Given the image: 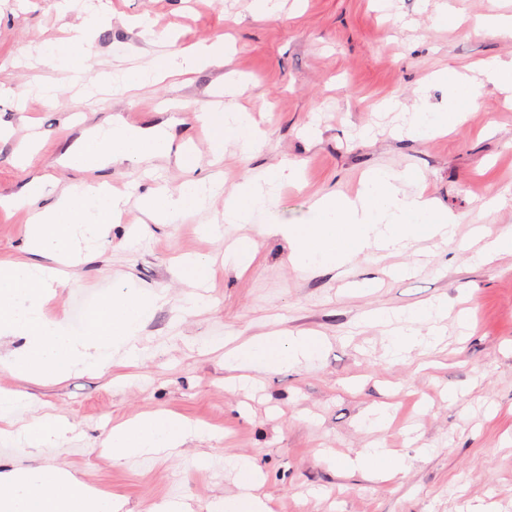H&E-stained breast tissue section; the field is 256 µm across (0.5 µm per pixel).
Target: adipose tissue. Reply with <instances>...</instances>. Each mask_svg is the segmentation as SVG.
<instances>
[{"instance_id": "1", "label": "adipose tissue", "mask_w": 512, "mask_h": 512, "mask_svg": "<svg viewBox=\"0 0 512 512\" xmlns=\"http://www.w3.org/2000/svg\"><path fill=\"white\" fill-rule=\"evenodd\" d=\"M98 24L97 15L84 16L71 36L51 43L45 54L50 64L65 66L70 82L86 91L115 79L109 72L92 71L88 64V34ZM225 56L223 41H212L188 52L155 57L148 67L126 70L117 79L124 91L133 92L168 78L198 73L207 65L223 62ZM482 74L480 83L449 78L446 107L417 106L410 135L423 138L446 131L462 115L477 111L484 83L512 91L511 64L489 59L482 65ZM196 118L208 132L213 156H222L231 141L247 151L263 144L245 108L227 105L219 109L205 104ZM170 154L176 156L185 179L174 189L153 183L140 199L155 223L173 224L199 210L223 184L215 175H199L193 157L174 149L169 136L108 121L88 130L62 156L60 164L86 171L115 162L139 164L149 157ZM124 206L123 196L112 193L108 183L81 181L62 188L48 175L28 181L20 195L0 198L1 208L29 211L25 259L0 261V335L25 337L26 344L19 353L0 356V369L23 380L62 378L75 370L106 366L118 359L133 362L140 357L139 336L148 315L164 304V293H142L114 283L111 294L89 312L78 332L45 309L55 288L67 284L69 267L104 245L111 226L120 223ZM323 348V338L312 333L270 331L225 352L224 367L271 371L314 361ZM24 400L23 391H0V441L19 440L35 449L55 447L67 432L66 422L49 413L25 416ZM196 432L186 420L160 411L114 426L107 444L115 459L152 460L181 447ZM224 466L233 472L238 491L211 504L208 512H270L257 492L255 465L235 458L225 460ZM121 508L112 496L80 487L71 473L52 468L16 472L9 484L0 488V512H120Z\"/></svg>"}]
</instances>
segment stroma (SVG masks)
<instances>
[{
    "mask_svg": "<svg viewBox=\"0 0 512 512\" xmlns=\"http://www.w3.org/2000/svg\"><path fill=\"white\" fill-rule=\"evenodd\" d=\"M493 2L279 0L268 17L255 0H81L88 9L108 7L93 36L94 70L143 67L219 37L230 59L132 93L98 94L92 109L80 104L65 70L43 59L50 42L80 24L78 13L58 16L55 0H0V124L14 129L0 141V197L52 174L64 185L104 181L130 198L106 244L56 289L49 312L69 317L77 299H97L119 278L167 296L143 327L136 364L28 381L0 371V389L25 391L30 413L50 412L73 426L58 448L0 443V480L57 468L122 501V512L170 500L207 512L236 490L225 459L242 457L258 468L272 512H512V253L476 257L478 228L512 226V103L488 83L478 110L448 134L420 140L407 132L419 101L439 107L448 100L436 73L475 78L484 60L512 63V36L475 25ZM442 9L452 25L436 23ZM138 19L157 41H146ZM230 70L248 83L238 102L265 144L253 152L226 144L218 165L225 187L285 163L301 172L254 225L227 228L220 239L203 233L224 221L220 195L183 222L153 223L137 198L155 176L180 184L185 174L172 159L85 173L60 166L87 127L107 120L162 128L175 145L208 153L195 110L219 101ZM47 79L57 87L50 103ZM26 125L39 143L28 168L15 153ZM375 168L422 172L427 194L459 218L454 241L370 253L337 270L297 269L284 237L257 233L260 224L306 223L316 200L354 196ZM239 237L256 241L249 267L223 264L207 291L209 306L183 313L192 288L178 279V260L222 261ZM431 303L447 304V316L415 324L419 345L406 362H394L384 328L368 318L402 317ZM277 329L319 333L322 355L252 373L247 389L234 385L225 351ZM381 406L388 426H363ZM155 411L188 419L205 438L152 462L114 461L106 446L113 426ZM376 440L404 457L397 478L382 481L356 467Z\"/></svg>",
    "mask_w": 512,
    "mask_h": 512,
    "instance_id": "1",
    "label": "stroma"
}]
</instances>
